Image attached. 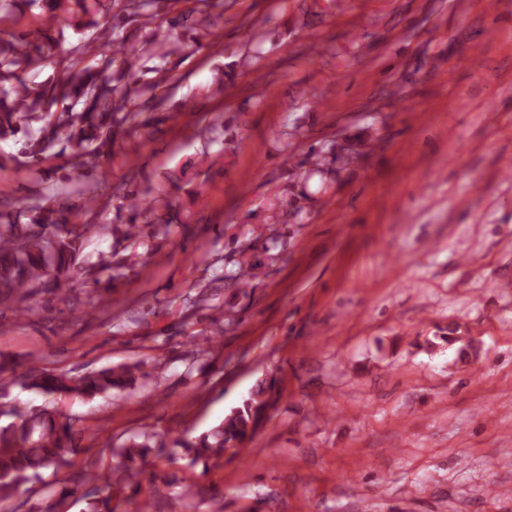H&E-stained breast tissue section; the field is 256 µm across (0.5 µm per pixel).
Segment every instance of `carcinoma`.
<instances>
[{
  "mask_svg": "<svg viewBox=\"0 0 512 512\" xmlns=\"http://www.w3.org/2000/svg\"><path fill=\"white\" fill-rule=\"evenodd\" d=\"M101 0H26L41 5L45 27L50 29L63 13L71 17H89L84 25L94 26L91 19ZM116 11L112 25L100 31L99 44L90 42L73 46L66 76L38 88L28 85L25 74L47 60L43 43L32 42L23 35L10 41H0V138L24 131L22 153L32 165H40L55 147L73 150L80 157L96 162L111 157L117 137L133 135L149 121L139 122L138 116L152 104L153 98L141 100L143 93L134 80L139 57L126 51L112 40V30L139 18L152 22L159 10V0H113ZM102 56L95 70L79 67L89 54ZM131 214L125 228L110 224H85L83 218L95 209L96 197L83 198L74 204L62 197L48 205L28 208L23 212L0 211V307L17 317L31 313L29 297L36 288L66 294L77 287V275L83 270L80 259L86 238L98 232L119 234L125 238L138 235L136 219L146 218L158 210V200L146 199L135 193L123 196ZM27 221L22 223L20 218ZM22 388L33 390L45 398L40 405L15 407V421L0 427V507L18 512L15 506L18 490L23 485L43 481L42 471L58 475L71 466L69 456L78 452L85 427H77L71 417L61 414L50 400L73 396L91 400L97 396L127 394L137 380L147 376L140 363L107 367L82 375L68 376L50 371L35 374L31 371L16 374V368L0 359V376ZM276 393L270 380L257 386L242 404L224 416L215 427L200 434L185 429L173 445L190 456V464L199 461H218L231 448L251 437L265 417L270 400ZM148 441L134 439L119 449L118 467L123 475L120 482L112 481L107 472L81 471L59 478L46 491L61 506L78 487L90 484L92 489L81 494L77 501L85 503L81 512H118L116 500L128 485L131 494L123 497V512H152L149 499H138L139 480L150 466Z\"/></svg>",
  "mask_w": 512,
  "mask_h": 512,
  "instance_id": "obj_1",
  "label": "carcinoma"
}]
</instances>
